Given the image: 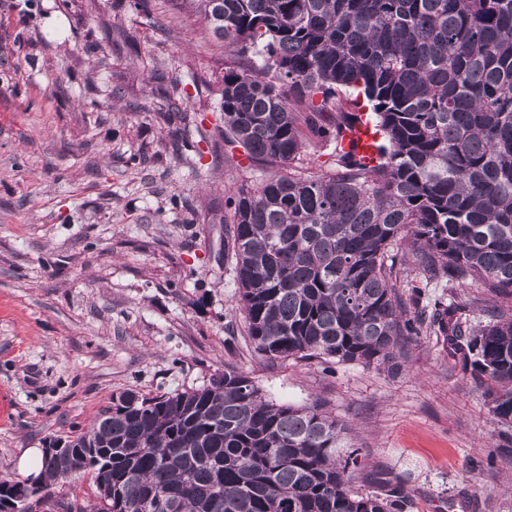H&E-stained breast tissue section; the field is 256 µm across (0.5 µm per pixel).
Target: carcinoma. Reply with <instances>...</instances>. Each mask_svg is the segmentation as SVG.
<instances>
[{"label":"carcinoma","instance_id":"carcinoma-1","mask_svg":"<svg viewBox=\"0 0 512 512\" xmlns=\"http://www.w3.org/2000/svg\"><path fill=\"white\" fill-rule=\"evenodd\" d=\"M233 53L224 142L260 172L227 198L247 335L269 361L320 358L397 375L417 339L444 337L512 442V315L472 328L460 296L412 312L398 281L479 284L512 298V0H182ZM246 60L244 70L239 61ZM367 114L374 166L340 146ZM325 169H295L310 141ZM400 243L411 266L398 270ZM347 424L319 398H266L233 367L174 394L124 392L41 480L87 471L93 512H403L410 494L361 477ZM90 450L100 461L82 466ZM0 507L36 512L44 497Z\"/></svg>","mask_w":512,"mask_h":512}]
</instances>
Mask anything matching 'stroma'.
Wrapping results in <instances>:
<instances>
[{
  "label": "stroma",
  "mask_w": 512,
  "mask_h": 512,
  "mask_svg": "<svg viewBox=\"0 0 512 512\" xmlns=\"http://www.w3.org/2000/svg\"><path fill=\"white\" fill-rule=\"evenodd\" d=\"M0 0V480L124 392L233 365L279 402L327 401L406 512H512V447L460 357L426 335L395 379L271 362L245 342L225 200L224 52L177 0Z\"/></svg>",
  "instance_id": "35a3bbf8"
}]
</instances>
